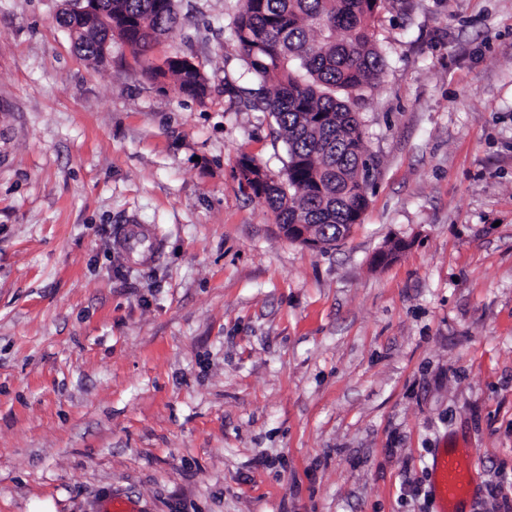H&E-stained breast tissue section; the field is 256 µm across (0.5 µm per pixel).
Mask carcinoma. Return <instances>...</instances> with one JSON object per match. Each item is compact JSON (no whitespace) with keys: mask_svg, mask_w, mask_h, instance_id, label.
<instances>
[{"mask_svg":"<svg viewBox=\"0 0 512 512\" xmlns=\"http://www.w3.org/2000/svg\"><path fill=\"white\" fill-rule=\"evenodd\" d=\"M175 0H105L112 30L88 25L62 9L58 21L74 33L83 56L107 60L109 36L142 56L179 27ZM386 0H242L232 26L237 49L260 88L228 90L234 103L273 117L287 147L284 173L244 155L239 175L262 174L254 196L276 223L310 224L324 244L349 234L368 205L365 131L357 107L380 81L385 61L376 25ZM153 80L169 78L203 97L208 79L195 66L171 60L147 65Z\"/></svg>","mask_w":512,"mask_h":512,"instance_id":"carcinoma-1","label":"carcinoma"}]
</instances>
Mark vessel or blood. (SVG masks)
<instances>
[{"mask_svg":"<svg viewBox=\"0 0 512 512\" xmlns=\"http://www.w3.org/2000/svg\"><path fill=\"white\" fill-rule=\"evenodd\" d=\"M430 492L438 512H461L475 492L474 474L459 448L439 449L433 459Z\"/></svg>","mask_w":512,"mask_h":512,"instance_id":"b4317fda","label":"vessel or blood"}]
</instances>
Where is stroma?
<instances>
[{
	"label": "stroma",
	"mask_w": 512,
	"mask_h": 512,
	"mask_svg": "<svg viewBox=\"0 0 512 512\" xmlns=\"http://www.w3.org/2000/svg\"><path fill=\"white\" fill-rule=\"evenodd\" d=\"M411 3L358 107L368 207L320 252L240 183L287 153L229 101L239 0H177L151 48L201 98L0 0V512H437L440 448L475 451L465 512L512 506V0ZM187 60L185 57H178ZM181 60H171L167 63L166 68L153 67L148 64L144 71L153 80L170 78L179 86L181 91L187 95L194 97H203L208 89V79L198 68ZM119 238L132 250H139V245L145 241H153L154 247L143 251L153 252L158 248V240L155 238L154 233H145L136 224H124L119 231Z\"/></svg>",
	"instance_id": "obj_1"
}]
</instances>
